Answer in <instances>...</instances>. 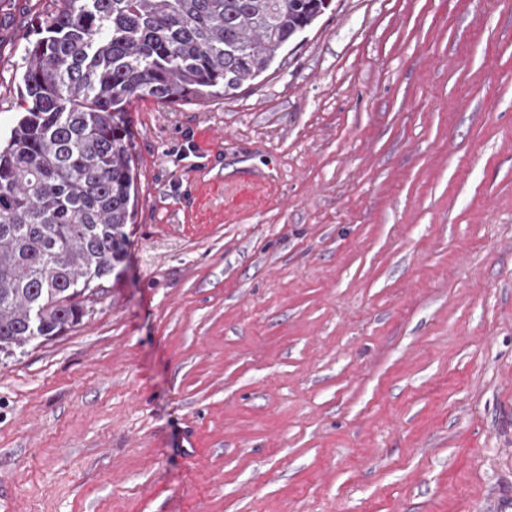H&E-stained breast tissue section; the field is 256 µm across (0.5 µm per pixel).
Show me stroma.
I'll list each match as a JSON object with an SVG mask.
<instances>
[{
    "label": "stroma",
    "instance_id": "35a3bbf8",
    "mask_svg": "<svg viewBox=\"0 0 512 512\" xmlns=\"http://www.w3.org/2000/svg\"><path fill=\"white\" fill-rule=\"evenodd\" d=\"M53 8L0 0L1 144ZM125 120L122 274L0 354L13 512H512V0H332Z\"/></svg>",
    "mask_w": 512,
    "mask_h": 512
}]
</instances>
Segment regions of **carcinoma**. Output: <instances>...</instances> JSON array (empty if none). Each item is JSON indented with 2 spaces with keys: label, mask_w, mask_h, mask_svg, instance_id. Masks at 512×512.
Instances as JSON below:
<instances>
[{
  "label": "carcinoma",
  "mask_w": 512,
  "mask_h": 512,
  "mask_svg": "<svg viewBox=\"0 0 512 512\" xmlns=\"http://www.w3.org/2000/svg\"><path fill=\"white\" fill-rule=\"evenodd\" d=\"M0 146V353L63 335L128 255L136 100L238 90L331 0H54Z\"/></svg>",
  "instance_id": "obj_1"
}]
</instances>
